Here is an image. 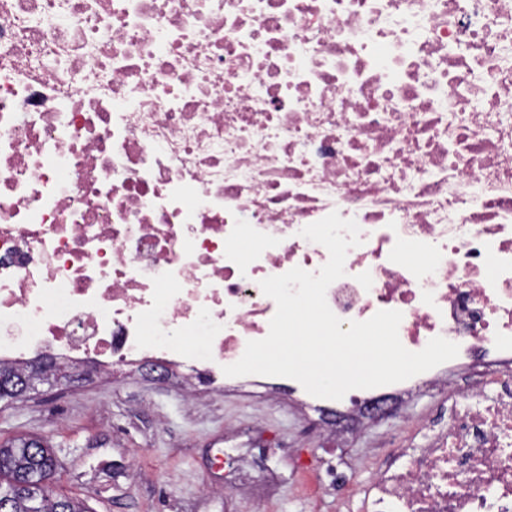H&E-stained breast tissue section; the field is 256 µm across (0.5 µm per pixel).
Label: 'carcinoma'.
<instances>
[{
	"label": "carcinoma",
	"mask_w": 512,
	"mask_h": 512,
	"mask_svg": "<svg viewBox=\"0 0 512 512\" xmlns=\"http://www.w3.org/2000/svg\"><path fill=\"white\" fill-rule=\"evenodd\" d=\"M10 389L0 392V401H21L30 382L27 369L0 365V381ZM55 471L53 449L34 439L16 438L0 443V484L15 491L0 495V512H88L83 502L52 494L48 481Z\"/></svg>",
	"instance_id": "1"
}]
</instances>
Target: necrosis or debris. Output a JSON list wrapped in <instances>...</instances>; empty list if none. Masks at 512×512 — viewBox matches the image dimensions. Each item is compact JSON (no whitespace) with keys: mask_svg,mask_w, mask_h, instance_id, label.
<instances>
[{"mask_svg":"<svg viewBox=\"0 0 512 512\" xmlns=\"http://www.w3.org/2000/svg\"><path fill=\"white\" fill-rule=\"evenodd\" d=\"M334 211L361 238L341 330L397 310L406 349L457 357L337 409L226 377ZM44 346L281 393L336 440L441 393L370 512H512V0H0V364Z\"/></svg>","mask_w":512,"mask_h":512,"instance_id":"obj_1","label":"necrosis or debris"}]
</instances>
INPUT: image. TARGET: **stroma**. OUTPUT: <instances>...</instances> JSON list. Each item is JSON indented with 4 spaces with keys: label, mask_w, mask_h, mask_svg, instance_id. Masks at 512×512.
<instances>
[{
    "label": "stroma",
    "mask_w": 512,
    "mask_h": 512,
    "mask_svg": "<svg viewBox=\"0 0 512 512\" xmlns=\"http://www.w3.org/2000/svg\"><path fill=\"white\" fill-rule=\"evenodd\" d=\"M439 397L360 433L347 450L365 483L392 435L411 431ZM246 441L245 465L225 475L214 459L228 428ZM43 438L56 454L52 484L91 512H336L327 471L338 450L276 398L236 391L186 402L174 385L138 376L38 385L28 399L0 402V443Z\"/></svg>",
    "instance_id": "stroma-1"
}]
</instances>
